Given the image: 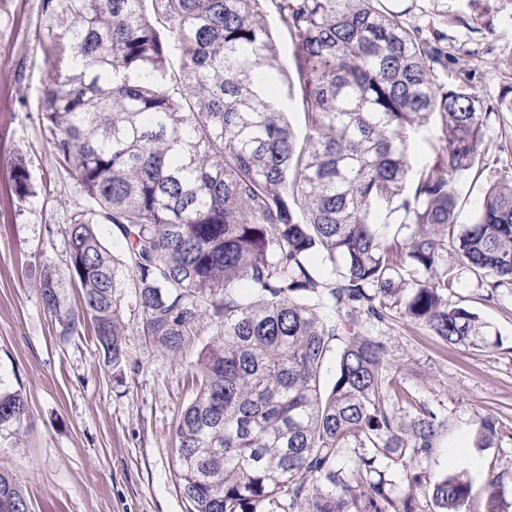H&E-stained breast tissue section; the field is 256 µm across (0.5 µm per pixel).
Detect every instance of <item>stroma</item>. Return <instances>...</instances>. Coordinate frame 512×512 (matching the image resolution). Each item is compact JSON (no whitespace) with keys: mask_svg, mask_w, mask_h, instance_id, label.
<instances>
[{"mask_svg":"<svg viewBox=\"0 0 512 512\" xmlns=\"http://www.w3.org/2000/svg\"><path fill=\"white\" fill-rule=\"evenodd\" d=\"M485 21L465 0H388L423 36L442 33L456 48L454 69L473 72L474 91L497 102L512 62V0H484ZM56 28L43 0H0V392L27 404L20 422L0 426V473L22 487L30 512H189L178 489L176 428L194 398V371L215 331L201 323L174 353L157 348L141 328L136 290L122 291L125 358L108 363L92 330L74 331L42 304L40 276L63 281L65 307L80 304L68 279V226L89 207L78 177L61 164L41 119L53 75L43 44ZM485 170L457 183V221L471 223L485 186L512 178V127L490 116ZM23 162L30 192L14 191L12 169ZM489 326L482 347L452 344L393 315L369 330L388 349L398 380L411 395L401 417L426 407L439 436L414 466L436 481L466 472L472 481L467 512H484L486 484L505 489L512 512V288L490 292L462 273L446 293ZM502 426L491 447L475 445L483 420Z\"/></svg>","mask_w":512,"mask_h":512,"instance_id":"obj_1","label":"stroma"}]
</instances>
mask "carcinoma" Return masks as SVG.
<instances>
[{
  "instance_id": "carcinoma-1",
  "label": "carcinoma",
  "mask_w": 512,
  "mask_h": 512,
  "mask_svg": "<svg viewBox=\"0 0 512 512\" xmlns=\"http://www.w3.org/2000/svg\"><path fill=\"white\" fill-rule=\"evenodd\" d=\"M272 7L294 48L287 102ZM46 8L60 34L44 48L53 77L42 120L95 204L68 237L69 277L98 347L114 365L124 358L129 280L143 332L161 349H180L205 319L216 328L176 432L190 512H420L421 486L435 512H464L466 474L431 484L413 471L433 448L436 416H398L394 402L408 394L365 326L395 311L449 343H487V323L445 290L460 270L512 287V179L490 183L463 225L455 184L484 170L486 118L512 112V86L492 105L467 72L439 81L454 47L422 38L386 0ZM429 126L432 153L418 167L413 140ZM12 179L17 195L29 193L23 162ZM383 207L402 239L375 221ZM101 225L123 254L103 245ZM316 254L332 279L312 266ZM60 288L43 275L44 306L70 327ZM26 410L20 395L0 393V425ZM497 435V422L483 421L478 446ZM503 498L489 481L486 512H504ZM0 512H29L2 473Z\"/></svg>"
}]
</instances>
